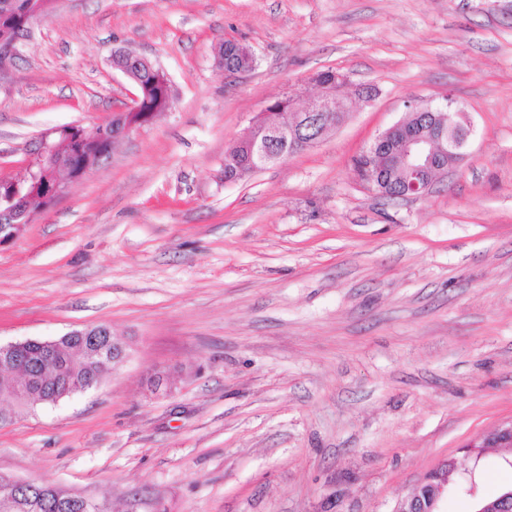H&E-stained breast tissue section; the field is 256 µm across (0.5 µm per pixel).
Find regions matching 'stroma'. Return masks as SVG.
Listing matches in <instances>:
<instances>
[{"label": "stroma", "instance_id": "1", "mask_svg": "<svg viewBox=\"0 0 512 512\" xmlns=\"http://www.w3.org/2000/svg\"><path fill=\"white\" fill-rule=\"evenodd\" d=\"M227 39L253 70L221 73ZM122 48L173 101L0 245V344L104 324L130 357L0 425V472L108 512H392L449 458L473 489L441 512L512 484L511 452L468 450L512 420V0H59L0 65V171L130 103ZM322 70L343 124L225 180L253 118ZM417 100L471 134L392 203L354 164Z\"/></svg>", "mask_w": 512, "mask_h": 512}]
</instances>
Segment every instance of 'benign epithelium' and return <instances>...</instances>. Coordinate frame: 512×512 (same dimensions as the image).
I'll list each match as a JSON object with an SVG mask.
<instances>
[{"label":"benign epithelium","mask_w":512,"mask_h":512,"mask_svg":"<svg viewBox=\"0 0 512 512\" xmlns=\"http://www.w3.org/2000/svg\"><path fill=\"white\" fill-rule=\"evenodd\" d=\"M43 14V7L30 0H0V60L12 55L22 33L27 31V26ZM113 68L136 87L137 94L132 102L114 114L112 124L108 127L69 125L40 134L30 153L25 180L43 188V194L38 199L30 192L23 195L18 193L9 208H0V245L13 239L25 225L33 221L34 200L43 202L45 207L51 205L64 194L67 181L80 179L95 169L120 140L152 120V115L139 111L140 93L145 90L148 79L153 84L160 80L167 81L162 71L147 58L127 49L115 52ZM310 81L317 87V93L302 100L300 95L292 92L288 95V103H301L299 119L303 120L302 126L316 129L318 133L305 139L295 127L271 118L269 112L264 113L267 118L265 139L256 138L251 142V150L256 152L260 166L265 167L291 157L293 152L285 151L283 144L299 141L313 146L326 135L323 126L330 123L332 127H338L332 117L345 78L338 75L336 79L325 82L313 76ZM409 110L434 117L443 128L436 138L410 136L405 141L403 162L406 181L402 197L417 200L426 197L431 191L433 175L440 171L437 165L439 153L445 152L448 157L458 161L464 157L469 129L462 127L449 113L439 111L424 100L413 102ZM71 336H79L83 340L86 363L91 375L97 380L128 358L123 339L114 335L108 326L97 325L69 332L57 339H26L7 345L0 344V371L25 365L24 354L33 345L40 348L44 360L54 362L61 341ZM39 379L40 373L30 370L25 377H7L3 380L8 389L0 388L1 423L12 418V413L4 411V407H15L29 390L39 385ZM478 447L511 448L512 421L489 431L481 444L470 445L472 449ZM449 482L448 462L445 461L429 472L411 495L398 501L392 512H440V503L448 492ZM476 512H512V489L496 499L480 500Z\"/></svg>","instance_id":"benign-epithelium-1"}]
</instances>
